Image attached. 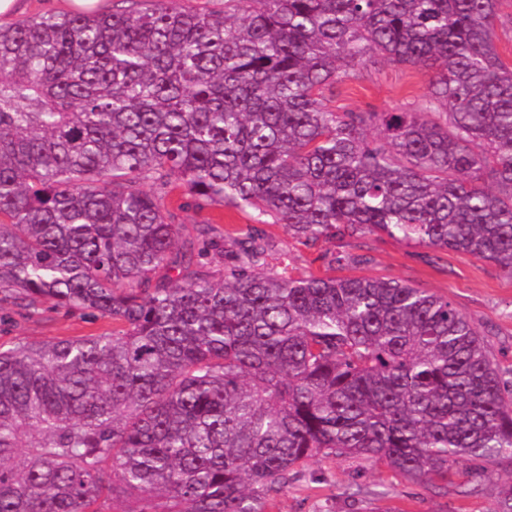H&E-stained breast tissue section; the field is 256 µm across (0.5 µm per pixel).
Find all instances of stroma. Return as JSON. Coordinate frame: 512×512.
<instances>
[{"label": "stroma", "instance_id": "1", "mask_svg": "<svg viewBox=\"0 0 512 512\" xmlns=\"http://www.w3.org/2000/svg\"><path fill=\"white\" fill-rule=\"evenodd\" d=\"M428 80V73L418 68L383 60L368 62L357 68L351 80L337 85L332 105L340 111L371 108L386 112L419 101L427 91ZM181 202L177 194L166 201L177 223L190 226L207 220L228 238L250 221L248 214L230 207L213 206L197 212L181 209ZM265 230L274 241L267 257L269 269H286L296 277L323 273L320 250L295 243L281 225L269 224ZM323 249L367 256V264L348 267V274L391 277L448 297L474 326L489 332L493 360L512 369V278L495 264L379 233L357 241L333 240L324 243ZM111 329V320L55 310L47 304L35 314L0 308V344L19 338L38 341L87 336ZM510 481L512 472L503 468L472 489L466 476L460 474L441 493L433 484L409 483L385 466L361 458L318 457L272 500L268 512H494L501 486Z\"/></svg>", "mask_w": 512, "mask_h": 512}]
</instances>
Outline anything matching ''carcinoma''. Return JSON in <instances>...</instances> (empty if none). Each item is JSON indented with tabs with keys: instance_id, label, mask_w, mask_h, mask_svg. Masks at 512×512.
I'll list each match as a JSON object with an SVG mask.
<instances>
[{
	"instance_id": "1",
	"label": "carcinoma",
	"mask_w": 512,
	"mask_h": 512,
	"mask_svg": "<svg viewBox=\"0 0 512 512\" xmlns=\"http://www.w3.org/2000/svg\"><path fill=\"white\" fill-rule=\"evenodd\" d=\"M122 3L0 25V305L112 319L0 347V512H267L318 456L413 484L512 470V370L467 316L394 278L271 272L257 228L384 233L512 277L500 0ZM378 59L428 93L333 108ZM177 189L252 220L218 280L199 267L224 232L182 240Z\"/></svg>"
}]
</instances>
